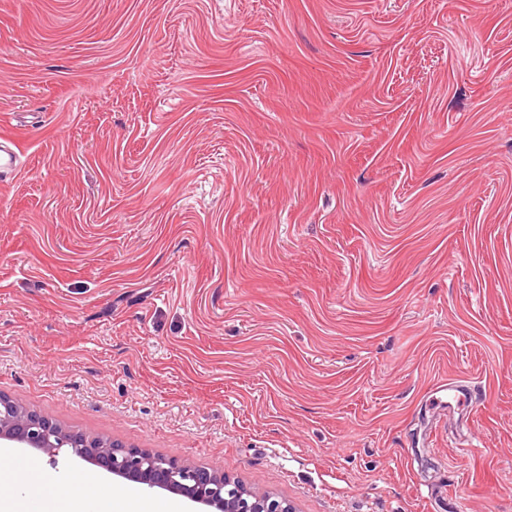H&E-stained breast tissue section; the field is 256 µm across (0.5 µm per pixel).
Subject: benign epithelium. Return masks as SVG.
<instances>
[{"label": "benign epithelium", "instance_id": "7a95c632", "mask_svg": "<svg viewBox=\"0 0 512 512\" xmlns=\"http://www.w3.org/2000/svg\"><path fill=\"white\" fill-rule=\"evenodd\" d=\"M29 447L58 463L62 450L90 461L106 472L140 485L181 495L213 512H294L271 494L243 490L214 467L194 466L176 458L155 455L146 449L112 441L99 442L67 431L56 422L0 394V441Z\"/></svg>", "mask_w": 512, "mask_h": 512}]
</instances>
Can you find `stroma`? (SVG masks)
Segmentation results:
<instances>
[{
    "label": "stroma",
    "instance_id": "obj_1",
    "mask_svg": "<svg viewBox=\"0 0 512 512\" xmlns=\"http://www.w3.org/2000/svg\"><path fill=\"white\" fill-rule=\"evenodd\" d=\"M0 136L1 394L295 512H512V0H0Z\"/></svg>",
    "mask_w": 512,
    "mask_h": 512
}]
</instances>
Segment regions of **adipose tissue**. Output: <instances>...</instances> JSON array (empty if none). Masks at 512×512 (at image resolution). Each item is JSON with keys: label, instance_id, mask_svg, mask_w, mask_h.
Segmentation results:
<instances>
[{"label": "adipose tissue", "instance_id": "1", "mask_svg": "<svg viewBox=\"0 0 512 512\" xmlns=\"http://www.w3.org/2000/svg\"><path fill=\"white\" fill-rule=\"evenodd\" d=\"M0 512H183V509L180 503L171 502L159 511L154 502L134 499L129 492L102 493L97 482L85 475L52 493L32 484L23 494L0 497Z\"/></svg>", "mask_w": 512, "mask_h": 512}]
</instances>
